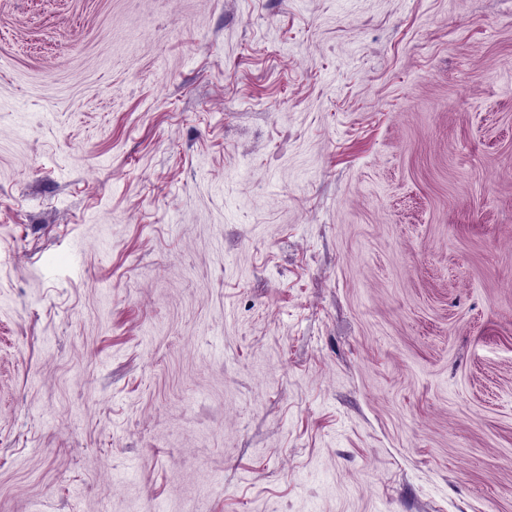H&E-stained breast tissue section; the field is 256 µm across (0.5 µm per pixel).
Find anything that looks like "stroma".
<instances>
[{
	"label": "stroma",
	"instance_id": "obj_1",
	"mask_svg": "<svg viewBox=\"0 0 512 512\" xmlns=\"http://www.w3.org/2000/svg\"><path fill=\"white\" fill-rule=\"evenodd\" d=\"M0 512H512V0H0Z\"/></svg>",
	"mask_w": 512,
	"mask_h": 512
}]
</instances>
